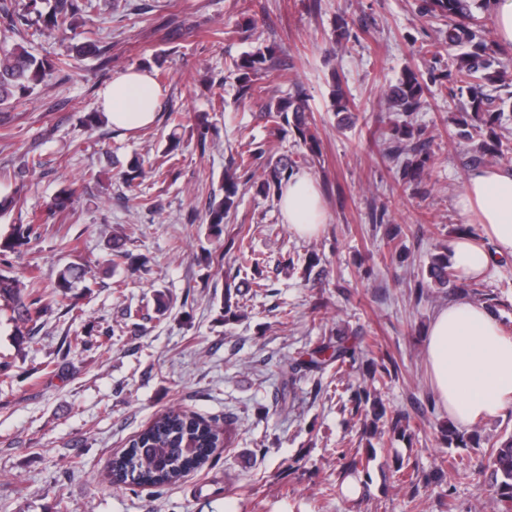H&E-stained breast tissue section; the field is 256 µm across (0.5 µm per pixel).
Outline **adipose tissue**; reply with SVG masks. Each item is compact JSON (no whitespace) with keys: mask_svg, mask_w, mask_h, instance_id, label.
<instances>
[{"mask_svg":"<svg viewBox=\"0 0 512 512\" xmlns=\"http://www.w3.org/2000/svg\"><path fill=\"white\" fill-rule=\"evenodd\" d=\"M162 89L145 70L116 73L99 92V106L113 127L133 129L152 123ZM279 206L286 224L302 238L315 236L326 221L313 177L305 171L283 188ZM463 212H477L494 251L463 236L452 241L449 260L467 277L484 275L494 257H512V164L475 170L461 197ZM425 357L434 392L449 418L462 427L512 406V337L503 335L484 306L461 298L440 306L428 328Z\"/></svg>","mask_w":512,"mask_h":512,"instance_id":"ef3b65f1","label":"adipose tissue"}]
</instances>
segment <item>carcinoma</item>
<instances>
[{"label": "carcinoma", "mask_w": 512, "mask_h": 512, "mask_svg": "<svg viewBox=\"0 0 512 512\" xmlns=\"http://www.w3.org/2000/svg\"><path fill=\"white\" fill-rule=\"evenodd\" d=\"M490 8V0H419L417 11L423 17L448 21L444 38L422 41L414 47V53L432 65L427 73L416 69L405 70L398 81L383 94L388 107L398 112L399 119L390 127L386 154L399 163L396 178L406 187L419 186L423 176L437 163L432 148V137L426 128L416 124L412 115L427 105L426 92L429 83L441 77L453 84L452 95L463 91L469 95L468 107L454 118L456 133L470 141L477 140L470 164L477 167L500 157L504 143L498 133L506 101L485 93V89L507 84V67L491 61L493 43L483 34L481 15ZM85 0H0V22L4 30L15 33L22 27L48 37L70 41L67 54L56 60L38 57L23 43L0 41V114L23 103L36 87L55 78L69 77L73 61L92 54L100 65L112 64V45L98 39L77 37L85 34ZM447 59L446 69L435 73L433 65ZM240 84V100L245 103L262 92L257 80L275 66L269 52L257 50L234 61ZM332 106L338 117V125L349 120L351 105L341 86H336L331 95ZM266 114L277 123L280 133L290 136L303 149L306 156L318 157L321 142L311 131L309 108L305 94L276 102L266 103ZM196 145L206 151L214 142L215 129L202 118L194 128ZM293 175V165L288 159L272 161L269 151L262 143L249 142L247 150L239 154V163L224 177L223 194L210 197L205 217L210 228L223 232L224 218L239 205L240 184L250 185L256 194L265 198L279 197L283 184ZM145 177L142 163L135 159L120 173L126 188L135 186ZM74 197V190L64 188L47 207L43 223L54 220L57 213L66 210ZM39 224H20L14 232L0 240V264L9 263V257L20 252L21 247L40 237ZM112 267L134 264L133 255L124 248L120 240L112 244ZM238 273L227 270L224 279V313L232 312V290L238 288ZM84 278V270L68 265L60 269L53 281L21 280L20 277L0 271V302L10 311L15 323L16 335L34 336L51 308L68 298L75 281ZM439 286L455 290L458 274L448 265V254H435L429 262L426 277L415 285L417 297L424 289ZM328 363L350 369L366 368V379L370 382L382 380L398 371L392 357L377 360L367 357L361 347L349 344L342 337L336 343L318 344L303 362L308 371H319ZM376 389L358 386L351 395L355 411L371 409L373 419L371 433L379 434L378 422L385 411L377 410ZM448 447L463 449L481 447V436L475 432L450 429L446 435ZM224 444L222 433L205 420L189 416L184 412L169 410L159 416L140 433L120 455L112 460V479L118 483L138 487L162 488L180 479L192 466L202 465L211 451ZM489 456L488 485L500 512H512V435L498 442L487 444Z\"/></svg>", "instance_id": "obj_1"}]
</instances>
